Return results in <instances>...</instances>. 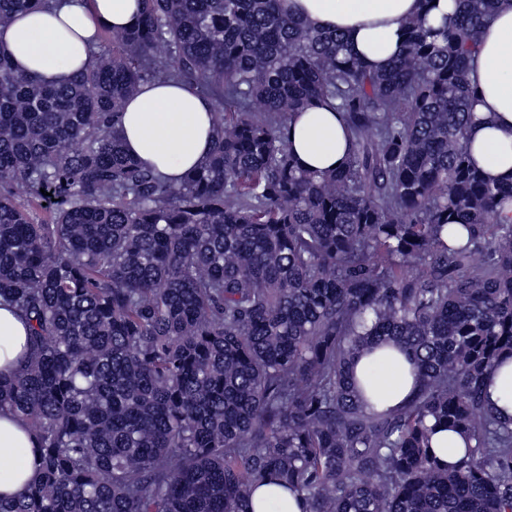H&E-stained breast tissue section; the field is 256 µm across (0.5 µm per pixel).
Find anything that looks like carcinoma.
Instances as JSON below:
<instances>
[{"label": "carcinoma", "instance_id": "cac0c4a2", "mask_svg": "<svg viewBox=\"0 0 512 512\" xmlns=\"http://www.w3.org/2000/svg\"><path fill=\"white\" fill-rule=\"evenodd\" d=\"M49 2L0 0V26ZM457 2L407 22L384 71L279 0H142L60 87L0 54V302L30 326L0 411L39 450L0 512H252L267 479L303 512H512V419L485 400L512 357V182L466 142L497 0ZM148 80L214 103L213 149L178 185L119 136ZM317 103L351 145L326 174L285 133ZM375 341L411 355L399 409L350 377ZM439 426L465 439L455 465Z\"/></svg>", "mask_w": 512, "mask_h": 512}]
</instances>
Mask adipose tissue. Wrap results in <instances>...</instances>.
Returning <instances> with one entry per match:
<instances>
[{"mask_svg": "<svg viewBox=\"0 0 512 512\" xmlns=\"http://www.w3.org/2000/svg\"><path fill=\"white\" fill-rule=\"evenodd\" d=\"M288 15L312 27L344 33L351 52L373 69L386 68L402 49L407 19L423 15L425 0H281ZM138 0H54L49 9L18 13L0 28V53L18 72L64 84L83 71L99 49L101 30L131 27ZM468 80L478 102L467 129L471 160L491 183L512 180V0H498L483 29ZM214 106L187 86L144 83L128 98L120 122L125 151L170 181L200 166L214 140ZM288 141L299 164L313 171L343 168L349 138L329 107L312 105L291 118ZM28 327L13 307L0 306V377L11 375L27 351ZM369 408L386 411L416 391L408 356L389 344L356 359ZM38 443L13 414L0 412V493L12 495L37 475Z\"/></svg>", "mask_w": 512, "mask_h": 512, "instance_id": "adipose-tissue-1", "label": "adipose tissue"}]
</instances>
